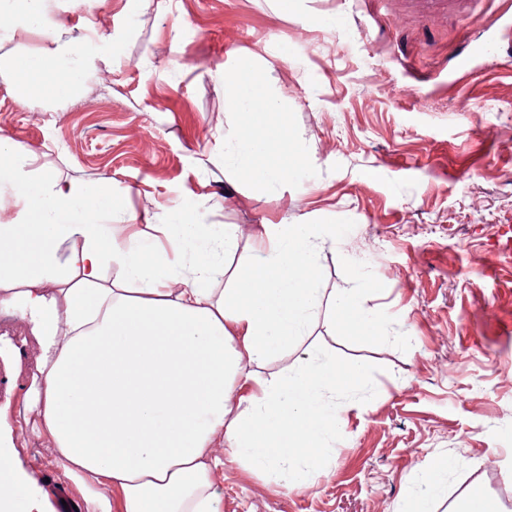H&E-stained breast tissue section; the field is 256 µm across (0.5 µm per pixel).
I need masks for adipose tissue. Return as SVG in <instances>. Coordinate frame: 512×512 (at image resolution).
Listing matches in <instances>:
<instances>
[{
	"instance_id": "1",
	"label": "adipose tissue",
	"mask_w": 512,
	"mask_h": 512,
	"mask_svg": "<svg viewBox=\"0 0 512 512\" xmlns=\"http://www.w3.org/2000/svg\"><path fill=\"white\" fill-rule=\"evenodd\" d=\"M56 70L24 57L13 71L28 88L68 96L87 64L57 23ZM227 106L224 159L271 188L302 157L278 119L269 75L237 63ZM36 151L0 138V316L24 324L38 346L22 414L49 438L64 476L97 512H221L215 476L225 462L272 476L291 491L322 470L307 451L344 432L334 405L340 369L310 354L300 369L261 379L256 367L305 336L321 306L319 244L309 225L266 230L231 288L214 289L236 243L232 224L182 217L162 225L168 246L115 230L120 199L34 172ZM119 279H107L111 263ZM42 497L0 451V512Z\"/></svg>"
}]
</instances>
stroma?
Returning <instances> with one entry per match:
<instances>
[{
    "label": "stroma",
    "instance_id": "stroma-1",
    "mask_svg": "<svg viewBox=\"0 0 512 512\" xmlns=\"http://www.w3.org/2000/svg\"><path fill=\"white\" fill-rule=\"evenodd\" d=\"M68 20L90 67L69 97L30 96L12 64H53ZM0 41V135L38 152L45 173L111 181L123 215L163 224L175 207L233 224L228 288L263 225H312L322 307L306 336L258 368L268 378L318 349L364 366L362 406L322 459L317 485L288 491L226 464L222 512H404L435 458L448 471L434 512L512 491V0L421 11L414 0H51L44 26L17 15ZM472 70L456 69L459 52ZM270 72L299 169L262 189L224 164L226 78L237 57ZM357 290L384 323L332 315ZM38 347L0 317V450L48 494L46 512H89L50 442L18 421Z\"/></svg>",
    "mask_w": 512,
    "mask_h": 512
}]
</instances>
